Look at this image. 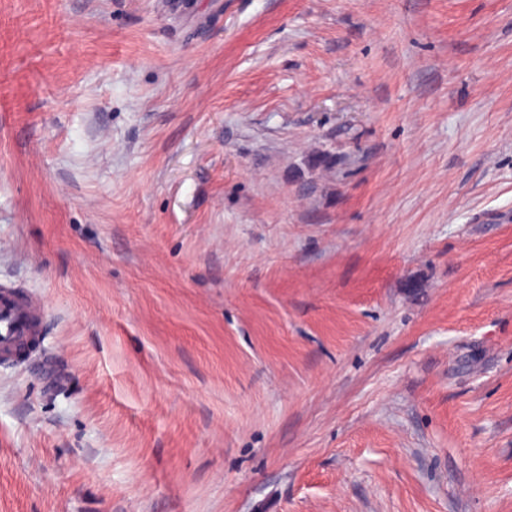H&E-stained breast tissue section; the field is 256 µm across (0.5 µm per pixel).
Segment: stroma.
Wrapping results in <instances>:
<instances>
[{
	"label": "stroma",
	"instance_id": "stroma-1",
	"mask_svg": "<svg viewBox=\"0 0 512 512\" xmlns=\"http://www.w3.org/2000/svg\"><path fill=\"white\" fill-rule=\"evenodd\" d=\"M0 512H512V0H0ZM40 300L13 288L0 289V359H11L38 336Z\"/></svg>",
	"mask_w": 512,
	"mask_h": 512
}]
</instances>
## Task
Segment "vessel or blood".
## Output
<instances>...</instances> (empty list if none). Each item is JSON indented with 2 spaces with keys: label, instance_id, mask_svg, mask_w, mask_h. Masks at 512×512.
<instances>
[{
  "label": "vessel or blood",
  "instance_id": "vessel-or-blood-1",
  "mask_svg": "<svg viewBox=\"0 0 512 512\" xmlns=\"http://www.w3.org/2000/svg\"><path fill=\"white\" fill-rule=\"evenodd\" d=\"M40 300L11 288L0 289V359H11L38 334Z\"/></svg>",
  "mask_w": 512,
  "mask_h": 512
}]
</instances>
